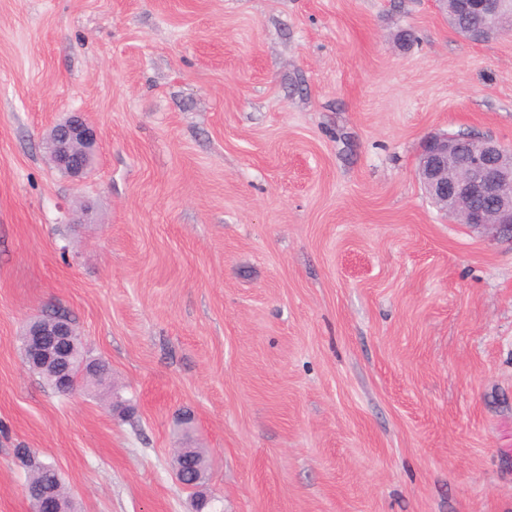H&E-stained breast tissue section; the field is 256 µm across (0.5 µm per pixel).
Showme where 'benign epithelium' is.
Listing matches in <instances>:
<instances>
[{
  "mask_svg": "<svg viewBox=\"0 0 512 512\" xmlns=\"http://www.w3.org/2000/svg\"><path fill=\"white\" fill-rule=\"evenodd\" d=\"M480 12L490 19L481 38L512 29V13L502 12V0H454V13ZM97 134L79 113L55 124L46 147L53 161L74 178H82L91 167ZM424 189L440 209L460 223L492 237L512 239V148L491 139L473 136L435 135L427 139L418 165ZM26 362L32 369L52 367L48 373L54 388L71 393L73 382L68 350L76 348L77 330L65 313L47 318L35 315L23 333ZM177 450L172 469L187 489L196 488L199 477L190 475L185 455Z\"/></svg>",
  "mask_w": 512,
  "mask_h": 512,
  "instance_id": "benign-epithelium-1",
  "label": "benign epithelium"
}]
</instances>
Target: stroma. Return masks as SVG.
I'll return each instance as SVG.
<instances>
[{"label":"stroma","instance_id":"obj_1","mask_svg":"<svg viewBox=\"0 0 512 512\" xmlns=\"http://www.w3.org/2000/svg\"><path fill=\"white\" fill-rule=\"evenodd\" d=\"M446 132L512 147V34L433 0H0V512L19 446L78 512H193L186 445L215 512H512V242L424 193ZM51 309L132 413L28 369ZM97 134L79 113L55 124L45 141L53 161L71 177L83 178L91 167ZM187 454L185 450H177L173 455V465L172 469L175 475L176 480L183 487L187 489H196V484L200 478V475L192 477L188 471V464L186 463V458L184 457Z\"/></svg>","mask_w":512,"mask_h":512}]
</instances>
